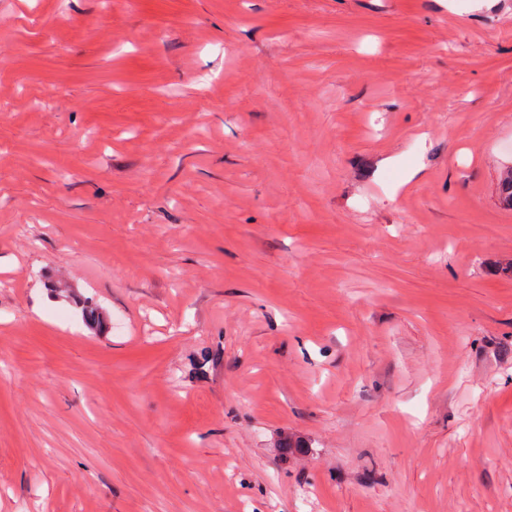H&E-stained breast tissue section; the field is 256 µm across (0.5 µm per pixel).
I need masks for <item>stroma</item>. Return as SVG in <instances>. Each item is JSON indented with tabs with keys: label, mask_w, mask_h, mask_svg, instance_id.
I'll return each instance as SVG.
<instances>
[{
	"label": "stroma",
	"mask_w": 512,
	"mask_h": 512,
	"mask_svg": "<svg viewBox=\"0 0 512 512\" xmlns=\"http://www.w3.org/2000/svg\"><path fill=\"white\" fill-rule=\"evenodd\" d=\"M0 53V512H512V0H0Z\"/></svg>",
	"instance_id": "stroma-1"
}]
</instances>
